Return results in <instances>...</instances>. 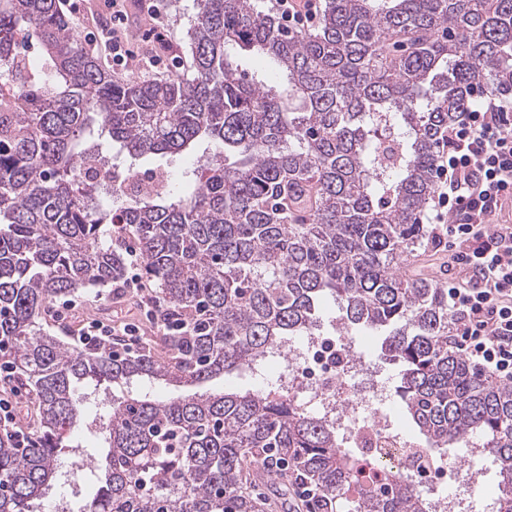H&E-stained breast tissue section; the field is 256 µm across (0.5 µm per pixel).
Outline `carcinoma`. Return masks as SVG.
I'll return each instance as SVG.
<instances>
[{
    "label": "carcinoma",
    "instance_id": "1",
    "mask_svg": "<svg viewBox=\"0 0 512 512\" xmlns=\"http://www.w3.org/2000/svg\"><path fill=\"white\" fill-rule=\"evenodd\" d=\"M60 0H0V364L33 395L30 447L0 436V512H33L59 478L76 384L197 385L248 368L337 303L402 367L405 417L436 450L481 439L512 512V385L448 348V283L398 273L430 238L440 132L485 88L512 93V0H325L313 33L252 0H196L188 74L119 78L82 46ZM40 60L26 54L32 41ZM253 58L281 80L248 77ZM212 153L172 193L162 165ZM118 225L117 239L102 227ZM133 237L184 329L117 355L46 326L51 304L107 288ZM86 512H262L247 484L295 477L316 512H425L400 475L284 396L226 391L112 403Z\"/></svg>",
    "mask_w": 512,
    "mask_h": 512
}]
</instances>
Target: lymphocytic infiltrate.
Wrapping results in <instances>:
<instances>
[{
  "label": "lymphocytic infiltrate",
  "mask_w": 512,
  "mask_h": 512,
  "mask_svg": "<svg viewBox=\"0 0 512 512\" xmlns=\"http://www.w3.org/2000/svg\"><path fill=\"white\" fill-rule=\"evenodd\" d=\"M441 134L431 224H446L458 249L448 287L452 341L492 378L512 382V226L498 216L512 200V98L485 89Z\"/></svg>",
  "instance_id": "f902f5d3"
}]
</instances>
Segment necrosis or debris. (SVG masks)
Masks as SVG:
<instances>
[{
    "mask_svg": "<svg viewBox=\"0 0 512 512\" xmlns=\"http://www.w3.org/2000/svg\"><path fill=\"white\" fill-rule=\"evenodd\" d=\"M354 344V339L330 336L319 328L284 341L266 358L277 377L274 391L288 395L300 410L324 417L346 442L370 449L384 469H398L410 441L383 414L387 390L370 364L352 358ZM481 451L474 440L465 457L451 456L440 465L408 471L416 487L430 491L428 512H464L466 496L483 495L485 475L475 464ZM447 473L456 481L451 493L442 491L438 482Z\"/></svg>",
    "mask_w": 512,
    "mask_h": 512,
    "instance_id": "1",
    "label": "necrosis or debris"
}]
</instances>
